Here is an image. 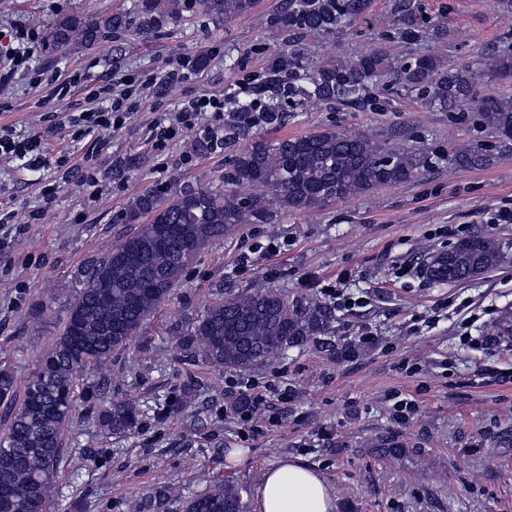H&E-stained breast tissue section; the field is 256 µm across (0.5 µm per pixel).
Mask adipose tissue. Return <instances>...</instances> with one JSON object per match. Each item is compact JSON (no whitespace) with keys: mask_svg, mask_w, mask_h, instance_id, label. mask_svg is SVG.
Here are the masks:
<instances>
[{"mask_svg":"<svg viewBox=\"0 0 512 512\" xmlns=\"http://www.w3.org/2000/svg\"><path fill=\"white\" fill-rule=\"evenodd\" d=\"M325 480L305 465L283 461L268 469L258 493V512H333Z\"/></svg>","mask_w":512,"mask_h":512,"instance_id":"obj_1","label":"adipose tissue"}]
</instances>
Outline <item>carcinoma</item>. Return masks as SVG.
<instances>
[{
    "label": "carcinoma",
    "mask_w": 512,
    "mask_h": 512,
    "mask_svg": "<svg viewBox=\"0 0 512 512\" xmlns=\"http://www.w3.org/2000/svg\"><path fill=\"white\" fill-rule=\"evenodd\" d=\"M216 18L249 12L253 0H199ZM366 0H289V28L301 33H329L358 15ZM182 0H142L140 30H151L158 19L179 13ZM121 14L104 18L69 15L50 31L54 45L85 48L126 30ZM271 83L288 75L283 94L252 119L247 102L229 106L230 123L221 142L204 140L196 150L218 144L241 148L224 186L208 183L178 185L168 193L148 188L129 204L127 220L134 230L112 246L77 285L67 300L66 319L51 349L35 364L24 387L12 371L0 369V403L7 407L0 435V512H48L51 489L63 461V431L79 407H100L99 425L122 434L138 424L134 403H104L106 391L95 381L76 392L80 380L98 375L107 380L112 353L127 348L143 333L145 320L171 301L174 288L200 248L219 243L242 224H265L278 211L305 212L333 199L357 196L375 186L406 182L428 164L421 149H388L374 136L323 129L301 137L267 140L256 133L282 119L284 97L301 101L363 100L386 70L382 52L338 60L310 73L292 51L275 56ZM479 72L459 67L434 54L414 58L402 71L406 87L430 107L460 108L473 102L484 124L499 137L497 150L471 145L457 151L465 169L491 165L512 147V95L479 97ZM504 252L490 235H473L427 258L429 278L439 284L477 276L499 265ZM332 309L312 295L290 298L269 283L229 292L192 319L178 340L180 351L216 369L246 370L289 350L318 341L329 330ZM184 512H242L238 488L214 484L186 501Z\"/></svg>",
    "instance_id": "obj_1"
}]
</instances>
